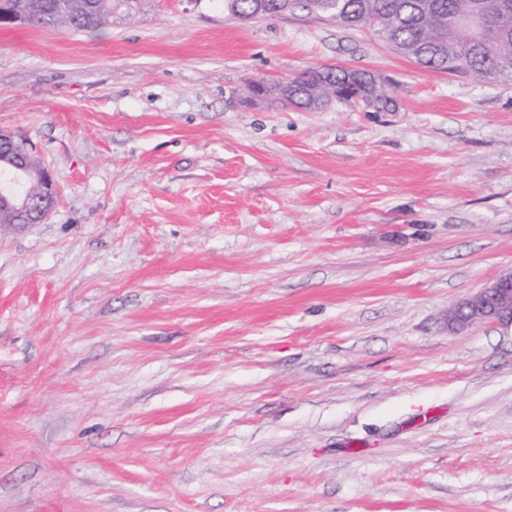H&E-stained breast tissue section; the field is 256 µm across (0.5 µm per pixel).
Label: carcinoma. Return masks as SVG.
Listing matches in <instances>:
<instances>
[{
    "mask_svg": "<svg viewBox=\"0 0 512 512\" xmlns=\"http://www.w3.org/2000/svg\"><path fill=\"white\" fill-rule=\"evenodd\" d=\"M140 0H0L31 26L58 25L75 31L100 32L112 14L138 10ZM301 6L338 23L371 28L400 53L425 69L466 74L479 79L512 78V0H224V8L241 21L267 18ZM489 18L488 35L475 45L457 27L464 19ZM287 101L315 110L323 93L346 92L367 108H396L386 84L371 72L342 66L313 69L288 81Z\"/></svg>",
    "mask_w": 512,
    "mask_h": 512,
    "instance_id": "carcinoma-1",
    "label": "carcinoma"
}]
</instances>
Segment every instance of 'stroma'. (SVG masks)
I'll return each mask as SVG.
<instances>
[{"mask_svg":"<svg viewBox=\"0 0 512 512\" xmlns=\"http://www.w3.org/2000/svg\"><path fill=\"white\" fill-rule=\"evenodd\" d=\"M392 112L249 98L321 66ZM0 128L53 175L0 224V512H512V80L302 8L144 0L0 27ZM460 303L448 310V326L464 327L487 320L512 325V268Z\"/></svg>","mask_w":512,"mask_h":512,"instance_id":"stroma-1","label":"stroma"}]
</instances>
